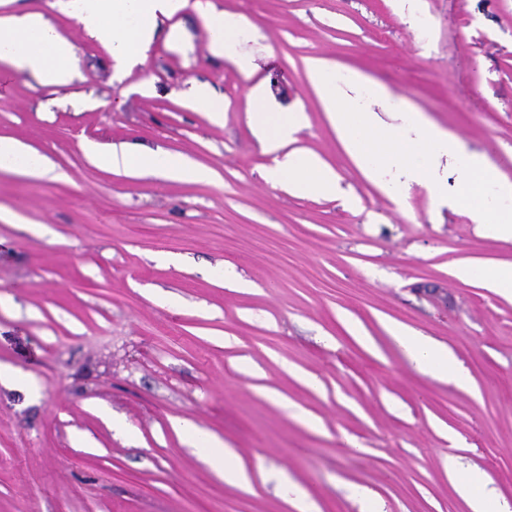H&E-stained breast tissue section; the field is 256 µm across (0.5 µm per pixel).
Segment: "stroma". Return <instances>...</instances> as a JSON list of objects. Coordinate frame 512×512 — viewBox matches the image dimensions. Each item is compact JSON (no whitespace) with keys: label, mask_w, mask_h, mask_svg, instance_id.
Listing matches in <instances>:
<instances>
[{"label":"stroma","mask_w":512,"mask_h":512,"mask_svg":"<svg viewBox=\"0 0 512 512\" xmlns=\"http://www.w3.org/2000/svg\"><path fill=\"white\" fill-rule=\"evenodd\" d=\"M75 45L73 78L0 62V138L51 174L0 171V512H471L448 460L512 506V297L455 275L512 242L436 205L403 169L344 152L306 61L360 72L512 180V0H186L116 69L70 0H11ZM234 21L242 75L210 48ZM223 95L222 122L191 101ZM261 89L302 112L290 147L335 170L307 198L264 179ZM162 148L211 177L96 165L87 144ZM453 355L419 373L387 331ZM227 446L225 482L176 425Z\"/></svg>","instance_id":"stroma-1"}]
</instances>
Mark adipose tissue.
Instances as JSON below:
<instances>
[{
    "mask_svg": "<svg viewBox=\"0 0 512 512\" xmlns=\"http://www.w3.org/2000/svg\"><path fill=\"white\" fill-rule=\"evenodd\" d=\"M77 19L89 37L107 49L119 64L131 68L141 63L151 41L158 17L181 10L185 0H74ZM211 50L232 62L243 75L252 72V60L236 48L233 30L224 26V18L214 15L209 23ZM75 54L74 45L56 33L41 14L26 13L0 18V61L15 69L34 71L41 84H68L72 74L68 66ZM251 125L259 133L264 148L282 152L281 160L265 174L268 184L285 187L295 195L330 194L336 190V176L318 159L304 152H287L294 133L303 124L299 112H273L261 97H254L249 114ZM88 155L105 167L137 175L150 172L171 175V161L163 150L129 145L122 150L104 152L91 146ZM459 276L473 279L482 287L512 297V263L485 262L462 265ZM392 338L403 349L409 363L419 372L435 379L454 374V361L447 350L408 327L394 323L389 327ZM450 480L468 497L472 512H507L494 496L482 493L478 472L449 466Z\"/></svg>",
    "mask_w": 512,
    "mask_h": 512,
    "instance_id": "1",
    "label": "adipose tissue"
}]
</instances>
